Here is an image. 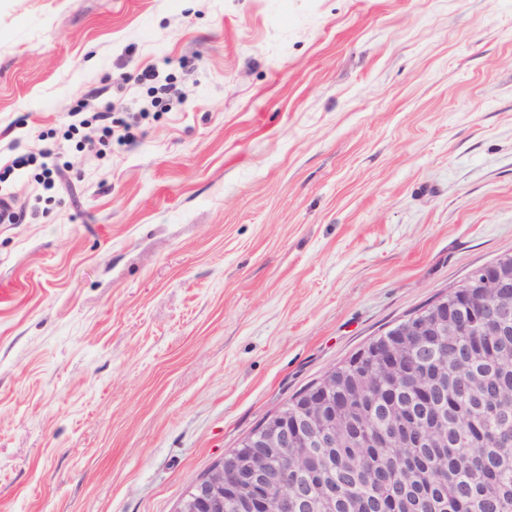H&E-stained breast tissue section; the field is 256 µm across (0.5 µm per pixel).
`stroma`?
Segmentation results:
<instances>
[{
	"mask_svg": "<svg viewBox=\"0 0 512 512\" xmlns=\"http://www.w3.org/2000/svg\"><path fill=\"white\" fill-rule=\"evenodd\" d=\"M107 107L149 117L97 155L69 127ZM19 155L0 512H176L293 395L512 252V0H0V168ZM54 154V149L52 147H48L43 154L45 161L42 166L44 168L45 175L49 177L46 183L47 189H52L55 185V181L59 184H63L67 182L70 177L67 169L59 167L54 162Z\"/></svg>",
	"mask_w": 512,
	"mask_h": 512,
	"instance_id": "1",
	"label": "stroma"
}]
</instances>
